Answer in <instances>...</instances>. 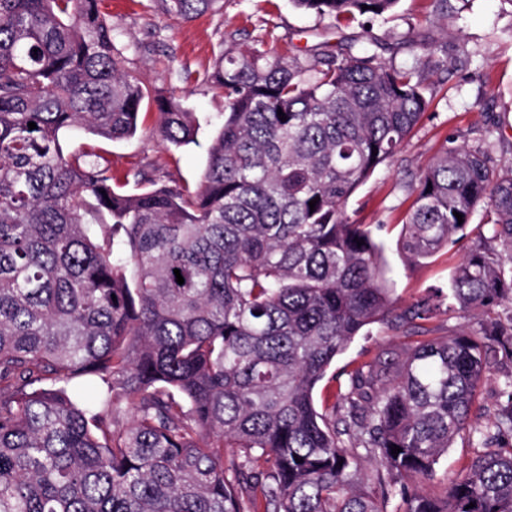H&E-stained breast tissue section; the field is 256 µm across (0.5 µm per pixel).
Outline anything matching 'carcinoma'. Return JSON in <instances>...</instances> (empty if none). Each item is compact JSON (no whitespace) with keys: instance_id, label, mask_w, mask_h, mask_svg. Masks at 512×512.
Here are the masks:
<instances>
[{"instance_id":"1","label":"carcinoma","mask_w":512,"mask_h":512,"mask_svg":"<svg viewBox=\"0 0 512 512\" xmlns=\"http://www.w3.org/2000/svg\"><path fill=\"white\" fill-rule=\"evenodd\" d=\"M160 2L184 22L224 5ZM295 2L339 21L400 0ZM100 4L0 0V512H386L395 485L404 512H512V443H496L512 410L444 501L420 489L512 333L433 339L356 368L337 402L314 399L365 329L430 312L396 311L382 225L344 214L428 107L419 70L369 48L226 51L207 74L225 108L207 166L193 187H158L60 143L74 127L133 137L148 97ZM153 101L162 139L191 142L180 99ZM481 203L491 236L450 274L464 311L512 303V173L444 149L398 238L426 261Z\"/></svg>"}]
</instances>
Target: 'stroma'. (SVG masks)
<instances>
[{
	"instance_id": "35a3bbf8",
	"label": "stroma",
	"mask_w": 512,
	"mask_h": 512,
	"mask_svg": "<svg viewBox=\"0 0 512 512\" xmlns=\"http://www.w3.org/2000/svg\"><path fill=\"white\" fill-rule=\"evenodd\" d=\"M102 10L117 23V48L126 67L148 88L135 136L108 140L84 130L62 139L64 150L94 148L119 170L142 167L160 182L195 183L206 167L208 150L222 122L224 100L204 81L214 60L227 48L266 43L285 56H302L316 45L340 51L375 42L379 56L399 67H418L431 103L395 160L379 166L350 198L346 215L356 224H378L385 244L394 297L399 308L426 301L430 319L401 333L376 325L337 357L315 391L324 405L347 384L348 373L375 359L400 361L420 342L480 324L512 326V304L490 312L465 313L448 304V280L463 253L490 234L473 217L464 239L441 250L427 265L407 263L397 249L401 224L416 196L422 172L448 145H462L492 156L497 173L512 171V0H400L379 18L358 16L336 21L296 9L291 0H224L221 11L190 22L165 14L159 0H104ZM175 93L194 112L192 143L167 146L158 132L157 93ZM512 405V357L497 353L471 408V430L460 433L422 490L443 495L477 455L476 430L492 428L502 409Z\"/></svg>"
}]
</instances>
